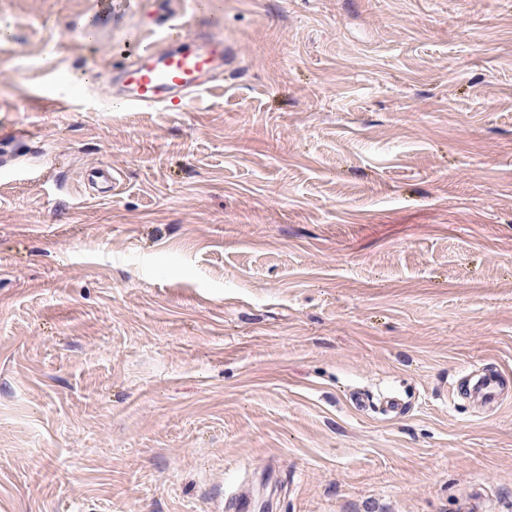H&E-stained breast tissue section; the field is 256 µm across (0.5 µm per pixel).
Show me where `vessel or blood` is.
Wrapping results in <instances>:
<instances>
[{
    "label": "vessel or blood",
    "instance_id": "vessel-or-blood-1",
    "mask_svg": "<svg viewBox=\"0 0 512 512\" xmlns=\"http://www.w3.org/2000/svg\"><path fill=\"white\" fill-rule=\"evenodd\" d=\"M153 2L152 36L130 50L129 62L121 66L122 103L131 111L181 112L194 95L206 89L230 49L220 38L210 39L203 50L186 44L176 0ZM474 390L485 404L495 406L505 386L501 375L490 373L477 379Z\"/></svg>",
    "mask_w": 512,
    "mask_h": 512
}]
</instances>
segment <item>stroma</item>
<instances>
[{
  "label": "stroma",
  "instance_id": "stroma-1",
  "mask_svg": "<svg viewBox=\"0 0 512 512\" xmlns=\"http://www.w3.org/2000/svg\"><path fill=\"white\" fill-rule=\"evenodd\" d=\"M125 2L0 0V512H512V0H181L217 81L101 112ZM474 390L487 405L497 406L501 401L505 386L500 374H484L474 384Z\"/></svg>",
  "mask_w": 512,
  "mask_h": 512
}]
</instances>
